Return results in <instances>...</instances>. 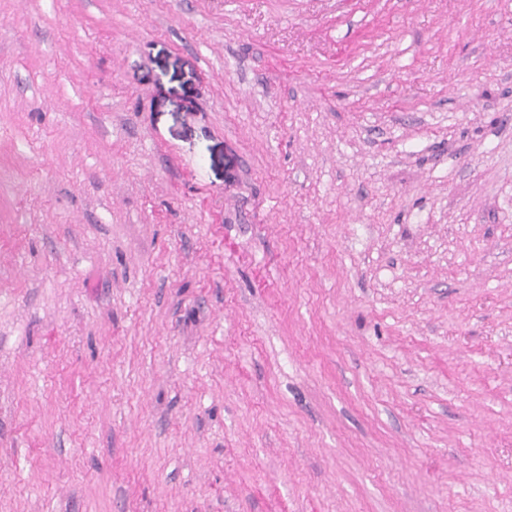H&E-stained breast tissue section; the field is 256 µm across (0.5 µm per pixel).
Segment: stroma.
Listing matches in <instances>:
<instances>
[{"mask_svg":"<svg viewBox=\"0 0 512 512\" xmlns=\"http://www.w3.org/2000/svg\"><path fill=\"white\" fill-rule=\"evenodd\" d=\"M0 512H512V0H0Z\"/></svg>","mask_w":512,"mask_h":512,"instance_id":"obj_1","label":"stroma"}]
</instances>
